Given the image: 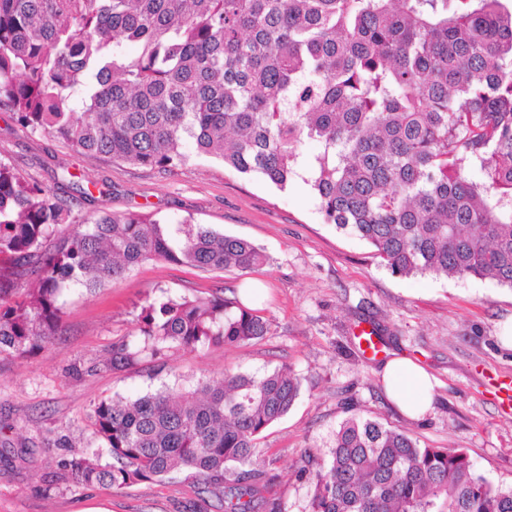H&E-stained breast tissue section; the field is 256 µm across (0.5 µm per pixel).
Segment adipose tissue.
Segmentation results:
<instances>
[{"label": "adipose tissue", "mask_w": 512, "mask_h": 512, "mask_svg": "<svg viewBox=\"0 0 512 512\" xmlns=\"http://www.w3.org/2000/svg\"><path fill=\"white\" fill-rule=\"evenodd\" d=\"M379 372L387 395L405 414L419 418L427 413L434 384L421 365L407 358L394 357L383 362Z\"/></svg>", "instance_id": "1"}]
</instances>
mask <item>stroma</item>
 Returning <instances> with one entry per match:
<instances>
[{"instance_id": "1", "label": "stroma", "mask_w": 512, "mask_h": 512, "mask_svg": "<svg viewBox=\"0 0 512 512\" xmlns=\"http://www.w3.org/2000/svg\"><path fill=\"white\" fill-rule=\"evenodd\" d=\"M0 161L52 190L59 163L97 191L74 197V216L143 211L170 223L192 219L247 239L268 262L258 271L204 272L148 260L90 292L63 295V328L22 361L0 359V512H220L185 475L126 486H50L82 449L99 447L89 415L104 397L134 399L190 389L224 373L260 376L289 366L301 381L291 410L264 433L267 497L282 512H308L301 477L305 450L325 453L336 427L363 413L421 445L463 449L494 483L512 484V408L498 395L512 381V288L490 280L400 276L359 238L326 223L303 178L278 188L221 162L192 158L171 172L109 159L89 160L61 139L18 125L0 108ZM236 289L268 330L240 347L166 348L123 370L113 345L138 339L139 297L193 296ZM377 332L378 352L362 336ZM395 355L423 366L437 384L433 406L412 419L387 396L378 369Z\"/></svg>"}]
</instances>
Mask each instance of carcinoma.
I'll return each instance as SVG.
<instances>
[{"instance_id": "cac0c4a2", "label": "carcinoma", "mask_w": 512, "mask_h": 512, "mask_svg": "<svg viewBox=\"0 0 512 512\" xmlns=\"http://www.w3.org/2000/svg\"><path fill=\"white\" fill-rule=\"evenodd\" d=\"M0 107L90 159L169 171L189 145L280 188L298 176L297 144L314 138L306 182L327 221L392 273L512 288L505 0H0ZM147 260L247 271L267 256L188 219L80 221L0 161V359L58 333L67 289L101 288ZM138 320L142 340L113 349L116 370L160 345L242 346L267 332L233 289L147 297ZM299 394L282 366L100 399L91 418L105 449L76 454L59 480L185 474L224 512H281L258 448ZM309 480V512H512V485L488 481L462 449L422 446L361 414L340 424Z\"/></svg>"}]
</instances>
